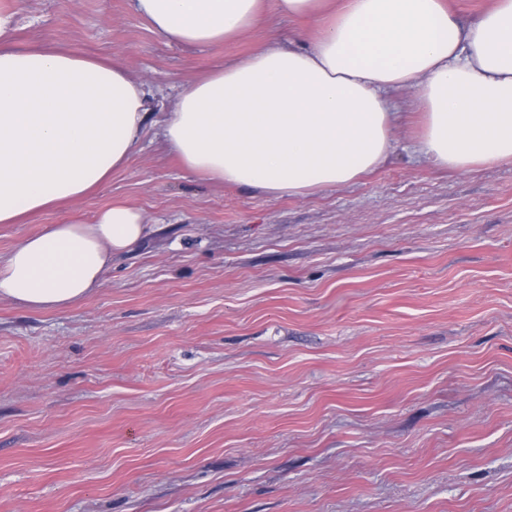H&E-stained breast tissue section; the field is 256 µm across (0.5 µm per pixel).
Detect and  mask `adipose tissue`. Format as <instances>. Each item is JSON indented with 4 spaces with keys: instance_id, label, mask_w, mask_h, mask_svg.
<instances>
[{
    "instance_id": "obj_1",
    "label": "adipose tissue",
    "mask_w": 512,
    "mask_h": 512,
    "mask_svg": "<svg viewBox=\"0 0 512 512\" xmlns=\"http://www.w3.org/2000/svg\"><path fill=\"white\" fill-rule=\"evenodd\" d=\"M319 21L309 39L277 31L240 61L184 88L161 139L190 173L271 197H305L374 172L411 94L432 165L512 162V0L464 21L445 0H275ZM162 40L217 46L268 24L263 0H135ZM0 11V224L82 198L136 151L157 97L120 57L10 43ZM116 202L93 222L47 225L0 255V299L67 309L92 294L114 254L146 233Z\"/></svg>"
}]
</instances>
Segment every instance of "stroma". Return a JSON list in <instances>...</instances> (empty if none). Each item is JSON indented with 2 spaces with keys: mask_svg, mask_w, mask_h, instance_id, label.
Listing matches in <instances>:
<instances>
[{
  "mask_svg": "<svg viewBox=\"0 0 512 512\" xmlns=\"http://www.w3.org/2000/svg\"><path fill=\"white\" fill-rule=\"evenodd\" d=\"M16 47L179 91L261 45L165 43L133 0H0ZM148 124L93 193L148 232L63 311L0 300V512H512V162L432 167L409 125L307 198L185 170Z\"/></svg>",
  "mask_w": 512,
  "mask_h": 512,
  "instance_id": "stroma-1",
  "label": "stroma"
}]
</instances>
